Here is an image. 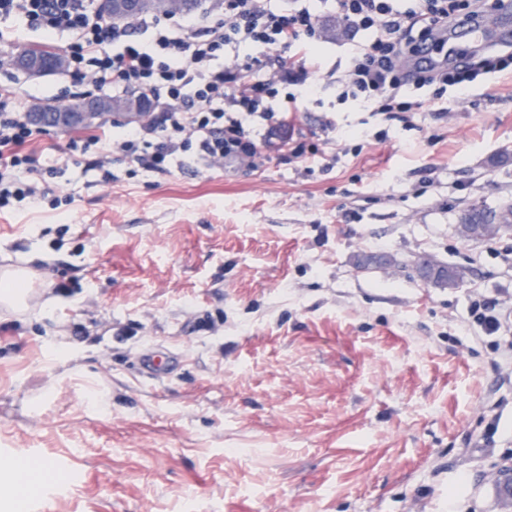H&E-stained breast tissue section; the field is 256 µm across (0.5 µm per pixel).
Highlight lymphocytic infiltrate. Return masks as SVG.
<instances>
[{"label": "lymphocytic infiltrate", "mask_w": 512, "mask_h": 512, "mask_svg": "<svg viewBox=\"0 0 512 512\" xmlns=\"http://www.w3.org/2000/svg\"><path fill=\"white\" fill-rule=\"evenodd\" d=\"M504 0H336V15L352 32H365L348 69L336 75L337 98L371 108L384 121L412 127L425 101L442 100L448 89L461 92L477 73L512 66V54L474 61L462 70L436 66L407 79L404 66L420 41L436 26L459 16H483ZM23 19L46 36L67 33L65 47L73 72L96 87L134 90L152 99L158 111L128 127L97 155L92 167L102 182L114 180L113 153L144 168L166 173L177 152L197 149L213 164L241 161L253 169L270 158L243 124L244 117L286 126L287 113L266 105L274 82L300 87L312 97L315 64L309 56L318 39L316 17L306 0H290L281 10L261 0H222L219 7L169 20L144 17L124 25L107 21L92 0H0V19ZM262 47L259 56L224 60L226 47ZM274 77L261 80L258 72ZM24 99L0 97V209L11 201L38 205L44 172L27 146L42 135Z\"/></svg>", "instance_id": "lymphocytic-infiltrate-1"}]
</instances>
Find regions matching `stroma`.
Segmentation results:
<instances>
[{"label":"stroma","mask_w":512,"mask_h":512,"mask_svg":"<svg viewBox=\"0 0 512 512\" xmlns=\"http://www.w3.org/2000/svg\"><path fill=\"white\" fill-rule=\"evenodd\" d=\"M316 10L322 88L289 118L306 157L211 168L189 151L158 174L117 155L106 184L67 146L108 141L124 115L32 142L50 191L0 211V268L35 279L27 310L0 307V449L70 476L30 488L28 512H448L457 487V512H512V319L491 337L471 313L481 297L512 316V231L458 232L463 208L512 200V72L381 143L377 116L327 84L356 40L333 0ZM9 54L0 90L85 94ZM377 253L391 264L358 268ZM421 256L460 283L421 281ZM59 345L74 359L49 361ZM158 345L186 360L141 380Z\"/></svg>","instance_id":"35a3bbf8"}]
</instances>
